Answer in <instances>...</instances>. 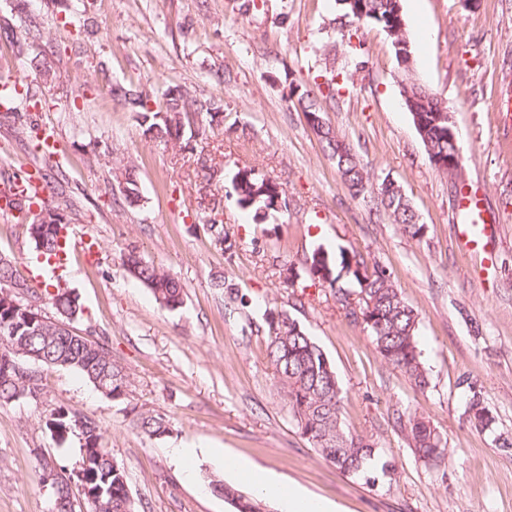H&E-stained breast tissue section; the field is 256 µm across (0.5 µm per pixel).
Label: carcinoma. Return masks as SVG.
I'll use <instances>...</instances> for the list:
<instances>
[{
  "label": "carcinoma",
  "mask_w": 512,
  "mask_h": 512,
  "mask_svg": "<svg viewBox=\"0 0 512 512\" xmlns=\"http://www.w3.org/2000/svg\"><path fill=\"white\" fill-rule=\"evenodd\" d=\"M358 4L364 13V22L383 29L402 0H358ZM38 31L37 17L28 16L23 20L21 32L11 31L10 44L16 58L48 76L51 71L48 62L31 56ZM110 93L113 99L138 114L144 134L165 144L180 141L185 127L197 119L211 126L224 118L223 104L212 99L200 100L189 89L177 84L167 88L163 104L156 110L151 106L150 95L138 89L115 84ZM296 103L305 114L312 112L324 116L321 100L311 89L300 92ZM318 138L349 189L357 194L365 192L369 176L351 149L339 151L341 139L336 131L326 123L318 132ZM421 142L429 157L434 155L446 160L459 153L458 145L448 140L446 120L431 121ZM123 170L124 199L128 204L136 205L141 200L138 182L131 168L125 166ZM233 184L239 206L254 211V220L261 219V211L265 209L277 213L271 204L273 196L264 190V174L259 172L247 182L239 180L236 174ZM378 193L380 208L393 223L413 237L423 235L425 224L420 222L405 195L383 183L379 185ZM64 229L63 224H30L27 227L36 251L48 260L65 250L61 245ZM123 265L134 279L150 290L160 307L174 310L182 304V285L169 272L142 261L133 253L123 259ZM305 265L313 283L332 288L337 300L346 304L350 292L338 282L344 273L352 277L361 295L362 324L369 332L376 352L386 363L404 371L415 386L425 388L428 375L417 343L418 314L403 299L390 274L379 266L368 268L342 247L334 256L319 247L306 257ZM27 290L41 305H51L54 315L48 316L37 309L26 319L14 315L0 299V405L24 397L33 400L40 397L41 388L35 372L24 367L29 362L73 370L94 386L101 376H108L112 384L108 397L112 400L122 398L127 377L114 363L109 350L100 343L95 347L87 344L83 336L72 330L71 310L77 299L59 287L54 291L41 290L29 284ZM269 329L268 356L300 434L323 459L339 470L348 474L360 472L377 451L369 440L345 429L341 421L342 389L324 350L285 312L271 318ZM468 416L477 428L486 430L492 426V417L477 394L469 400ZM69 423L72 428L56 434V438L63 442L71 435L78 436L81 454L78 468L67 474L46 458L38 459V480L52 490L53 512H75L71 494L73 479L81 488L86 512H139L130 493L125 469L101 446V432L95 420L61 405L50 414L46 427L54 424L61 429ZM399 423L403 424L419 458L433 462L445 457L446 441L425 416L414 412ZM134 425L150 438L160 437L170 430L163 415L149 411L138 413ZM209 487L224 497L236 512H263L261 502L243 495L220 479L210 480Z\"/></svg>",
  "instance_id": "cac0c4a2"
}]
</instances>
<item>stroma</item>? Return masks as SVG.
Listing matches in <instances>:
<instances>
[{
  "label": "stroma",
  "mask_w": 512,
  "mask_h": 512,
  "mask_svg": "<svg viewBox=\"0 0 512 512\" xmlns=\"http://www.w3.org/2000/svg\"><path fill=\"white\" fill-rule=\"evenodd\" d=\"M84 30L68 24L59 0H29L41 37L34 51L52 71L21 64L0 39V76L25 78L42 107L0 126L7 176L66 179L55 204L69 236L77 295L76 332L103 342L127 376L124 400L81 375L36 366L42 394L0 405V512H50L38 456L74 469L77 437L59 442L45 425L61 405L99 425L101 443L124 467L145 512H232L209 492V477L247 496L248 479L224 469L247 461L336 503L340 512H512V0H402L418 82L444 100L459 134L461 175L429 163L401 92L403 75L379 27L343 17L335 0H92ZM223 71V83L211 74ZM335 79L324 118L367 170L372 186L392 178L426 226L406 234L356 195L303 113L291 85ZM224 103V121L165 145L143 134L136 115L113 102L123 84L149 92L169 83ZM50 127L61 158L50 168L30 122ZM134 166L142 201L128 206L115 162ZM255 168L288 203L266 223L237 204L232 178ZM479 184L496 217L494 264L476 266L454 234L460 191ZM224 226L216 243L211 223ZM344 246L367 266L388 270L419 314V348L429 385L418 389L376 352L360 321L328 287L311 285L304 259ZM135 251L175 275L183 303L162 309L131 277L122 256ZM0 255L34 278L40 267L25 221L0 217ZM291 265L294 282L282 269ZM296 319L332 361L344 393L341 420L374 442L394 479L366 483L339 471L302 437L267 357L269 316ZM480 395L494 418L481 430L466 404ZM166 416L170 432L140 433L134 411ZM420 412L447 442L444 461L425 464L396 425ZM192 448L185 480L169 451Z\"/></svg>",
  "instance_id": "stroma-1"
}]
</instances>
